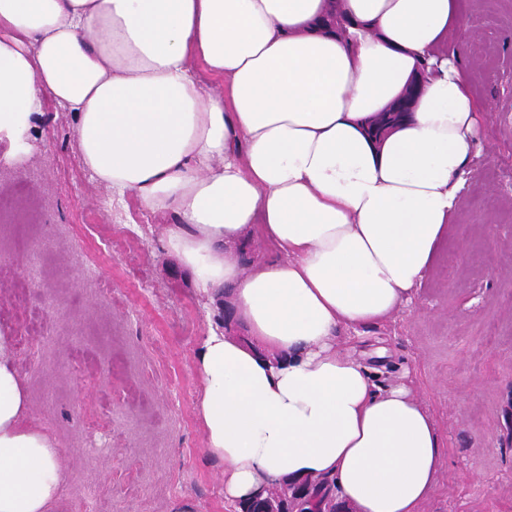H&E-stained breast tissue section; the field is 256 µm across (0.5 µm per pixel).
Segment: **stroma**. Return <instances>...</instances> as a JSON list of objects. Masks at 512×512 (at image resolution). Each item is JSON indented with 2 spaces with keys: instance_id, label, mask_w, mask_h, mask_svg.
I'll use <instances>...</instances> for the list:
<instances>
[{
  "instance_id": "1",
  "label": "stroma",
  "mask_w": 512,
  "mask_h": 512,
  "mask_svg": "<svg viewBox=\"0 0 512 512\" xmlns=\"http://www.w3.org/2000/svg\"><path fill=\"white\" fill-rule=\"evenodd\" d=\"M462 7L475 33L448 50L482 135L448 240L413 304L337 336L377 386L411 376L435 419L445 450L423 512H512V0ZM22 146L18 162L0 141V207L34 212L28 239L0 232V327L26 340L16 367L68 473L61 512H227L193 411L211 321L161 244L176 216L100 185L54 103Z\"/></svg>"
}]
</instances>
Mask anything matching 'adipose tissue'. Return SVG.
<instances>
[{"instance_id":"ef3b65f1","label":"adipose tissue","mask_w":512,"mask_h":512,"mask_svg":"<svg viewBox=\"0 0 512 512\" xmlns=\"http://www.w3.org/2000/svg\"><path fill=\"white\" fill-rule=\"evenodd\" d=\"M470 35L462 0H0V136L22 143L46 99L71 112L84 166L177 215L168 256L233 314L196 361L229 504L326 475L355 512H421L437 484L434 419L336 332L410 304L433 265L480 135L447 52ZM251 243L275 257L244 262ZM14 361L0 330V512H57L66 473Z\"/></svg>"}]
</instances>
